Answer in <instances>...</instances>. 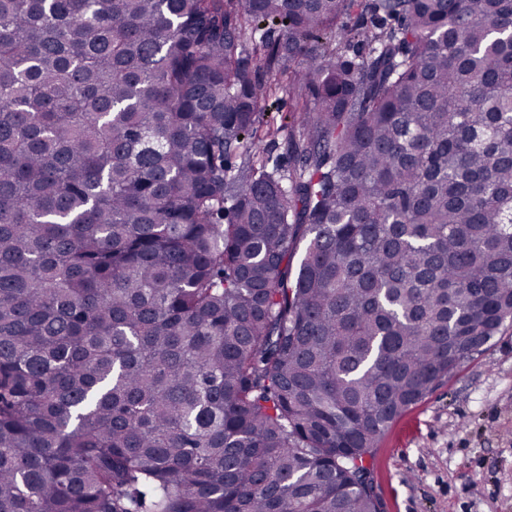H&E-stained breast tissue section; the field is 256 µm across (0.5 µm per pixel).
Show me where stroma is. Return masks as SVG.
Masks as SVG:
<instances>
[{
    "label": "stroma",
    "mask_w": 512,
    "mask_h": 512,
    "mask_svg": "<svg viewBox=\"0 0 512 512\" xmlns=\"http://www.w3.org/2000/svg\"><path fill=\"white\" fill-rule=\"evenodd\" d=\"M292 103H274L275 135L254 149L287 164ZM382 512H512V322L440 379L368 460Z\"/></svg>",
    "instance_id": "35a3bbf8"
}]
</instances>
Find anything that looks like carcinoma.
Instances as JSON below:
<instances>
[{
  "label": "carcinoma",
  "instance_id": "obj_1",
  "mask_svg": "<svg viewBox=\"0 0 512 512\" xmlns=\"http://www.w3.org/2000/svg\"><path fill=\"white\" fill-rule=\"evenodd\" d=\"M511 34L0 0V512H376L371 450L512 321ZM288 130L285 128L283 131L275 134V136L259 137L256 144L253 146V151L257 153L270 156L271 159L277 160L285 169L288 168V153H287Z\"/></svg>",
  "mask_w": 512,
  "mask_h": 512
}]
</instances>
